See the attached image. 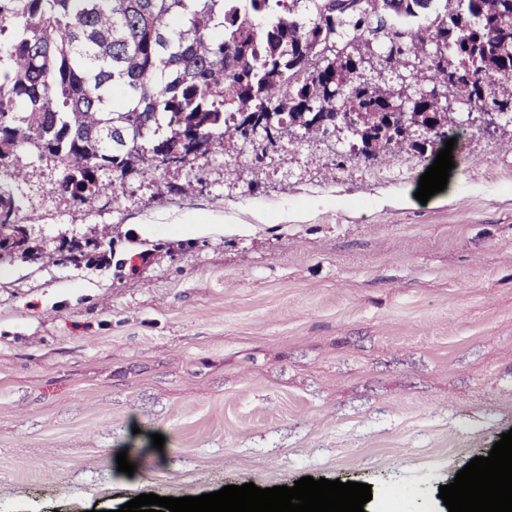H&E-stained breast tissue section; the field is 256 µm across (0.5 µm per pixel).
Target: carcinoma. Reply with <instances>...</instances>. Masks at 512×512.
Masks as SVG:
<instances>
[{"label": "carcinoma", "instance_id": "obj_1", "mask_svg": "<svg viewBox=\"0 0 512 512\" xmlns=\"http://www.w3.org/2000/svg\"><path fill=\"white\" fill-rule=\"evenodd\" d=\"M436 2L0 0V261L25 231L17 191L31 157L55 162L68 198L85 202L198 137L216 149L291 128L336 136L322 118L338 99L357 113L344 133L364 161L459 137L436 101L407 109L415 137L389 121L395 92L354 65L374 43L386 68L512 121V0ZM109 245L66 251L92 263Z\"/></svg>", "mask_w": 512, "mask_h": 512}]
</instances>
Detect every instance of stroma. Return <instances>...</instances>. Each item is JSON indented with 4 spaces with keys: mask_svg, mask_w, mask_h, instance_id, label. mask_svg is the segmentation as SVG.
<instances>
[{
    "mask_svg": "<svg viewBox=\"0 0 512 512\" xmlns=\"http://www.w3.org/2000/svg\"><path fill=\"white\" fill-rule=\"evenodd\" d=\"M254 155L240 142L83 205L32 161L35 245L112 249L0 262V512L306 476L371 485L365 512H448L440 486L512 430V122L468 127L439 204L413 199L431 151L364 163L301 136ZM90 245H92V251H88L85 253L83 250ZM106 246H111V240L107 241L105 237H102L95 238L91 241L88 240L85 242L84 246L78 242L70 243L69 245H67V248H65V250L70 254L78 253V256H73L74 260L78 261L81 258L85 260L87 263H92L96 261L97 258L100 257V254L103 253Z\"/></svg>",
    "mask_w": 512,
    "mask_h": 512,
    "instance_id": "obj_1",
    "label": "stroma"
}]
</instances>
